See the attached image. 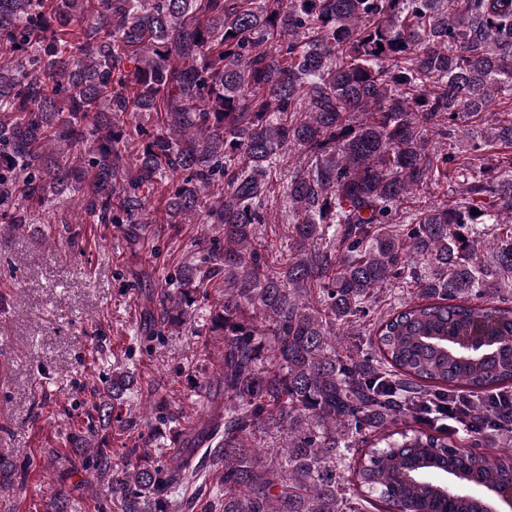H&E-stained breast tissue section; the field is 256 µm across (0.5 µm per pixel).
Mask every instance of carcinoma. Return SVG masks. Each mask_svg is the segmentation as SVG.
I'll list each match as a JSON object with an SVG mask.
<instances>
[{
  "instance_id": "carcinoma-1",
  "label": "carcinoma",
  "mask_w": 512,
  "mask_h": 512,
  "mask_svg": "<svg viewBox=\"0 0 512 512\" xmlns=\"http://www.w3.org/2000/svg\"><path fill=\"white\" fill-rule=\"evenodd\" d=\"M512 0H0V224H35L74 204L129 239L160 195L166 221L217 228L202 256L164 278L154 336L191 321L197 294L224 289V401L154 456L117 463L91 447L111 403L66 441L107 485L117 512H488L512 488ZM132 137L138 150L126 152ZM467 147L460 159L436 140ZM288 259L269 261L262 226L288 152ZM456 188L442 202L432 185ZM418 206L399 212L406 199ZM410 278L415 299L380 313L377 295ZM374 318L354 354L336 337ZM128 375L102 382L117 400ZM461 396L487 421L456 434L405 428ZM158 424L178 421L164 398ZM275 435L280 446L262 448ZM479 486L478 502L424 477ZM18 450L0 479H24ZM46 512H79L64 494Z\"/></svg>"
}]
</instances>
